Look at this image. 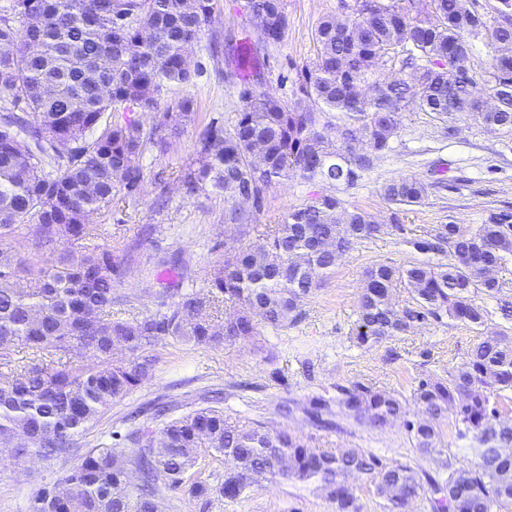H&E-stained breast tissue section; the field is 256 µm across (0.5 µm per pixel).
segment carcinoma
<instances>
[{
	"label": "carcinoma",
	"instance_id": "obj_1",
	"mask_svg": "<svg viewBox=\"0 0 512 512\" xmlns=\"http://www.w3.org/2000/svg\"><path fill=\"white\" fill-rule=\"evenodd\" d=\"M496 2L501 20L492 22L471 0H340L347 19L320 21L297 101L281 100L259 81L243 88L234 122L213 117L200 131L179 193L224 195V223L237 229L261 212L267 188L280 179L355 185L390 150L402 112L431 113L450 133L464 117L490 132H512V0ZM215 9L216 0L0 6V441L13 444L15 461L69 465L36 490L30 512H165L174 500L206 506L218 496L236 502L275 477L319 483L339 512H360L352 477L371 480L383 512H408L421 496L431 512L512 504V453L504 452L512 424L500 419L495 401L512 391V336L504 332L482 337L447 377H421L410 403L361 381L337 388L334 400H309L308 419L321 428L333 427L334 406L374 427L403 422L419 456L434 465L430 471L360 448L315 451L295 433L224 414L218 393L203 394L205 406L180 416L170 402L149 401L79 452V438L152 376L159 342L220 349L254 338L261 325L293 326L355 245L405 232L334 195L317 196L279 224L249 225L263 244L228 253L197 288L171 284L155 313L120 310L131 297L116 294L115 283L137 245L113 257L94 244L105 225L89 218L115 196H133L145 180V151L164 152L195 120L193 96L164 109L160 99L194 84L199 67L187 55ZM244 9L266 19L264 42L283 39L282 0H245ZM479 37L492 49L490 107L472 95L475 75L466 66ZM389 63L411 70V80L386 71ZM138 112L151 116L150 127ZM382 195L398 207L416 206L427 186L400 177ZM32 229L34 252L12 250ZM407 244L429 260L366 272L357 344L446 318L481 327L489 316L481 296L512 321L504 281L490 275L512 258V209L492 211L473 227L438 224ZM401 287L412 305L399 310L394 292ZM224 303L231 317L216 322L211 311ZM144 414L157 427L141 423ZM450 414L458 438L471 440V459L462 463L436 447ZM208 458L224 461L217 486L202 478Z\"/></svg>",
	"mask_w": 512,
	"mask_h": 512
}]
</instances>
